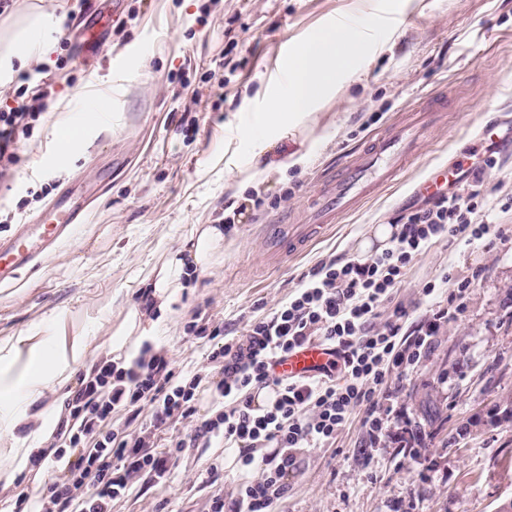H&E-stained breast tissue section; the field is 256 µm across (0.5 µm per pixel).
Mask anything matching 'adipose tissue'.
<instances>
[{"instance_id": "adipose-tissue-1", "label": "adipose tissue", "mask_w": 512, "mask_h": 512, "mask_svg": "<svg viewBox=\"0 0 512 512\" xmlns=\"http://www.w3.org/2000/svg\"><path fill=\"white\" fill-rule=\"evenodd\" d=\"M51 40L50 30L38 27L20 40L13 52L1 55L0 84L11 82L15 62L25 61L34 52L46 53ZM368 51L357 28L339 25L316 29L289 55L286 81L264 113L261 126H248L241 131L242 139L251 145L248 166L244 168L248 182L266 181L272 171L266 153L280 141L297 146L287 157L288 166L306 165L314 145L312 134L319 124V104L335 92L339 77L352 73L356 61ZM223 244V225H193L181 244L148 271L143 283L160 312L170 311L179 301L188 269H206ZM89 353V339L85 336L74 337L63 347H50L43 342L30 345L22 336L0 342V367L13 365L20 355L28 357L26 369L17 378L0 380V409L6 413L0 420V431L6 436L0 442V485L12 486L30 468L40 446L52 439L58 418L53 407L41 406L40 401L50 388L60 392L62 398H69L73 376L87 366ZM29 421L34 424L33 430L24 436L16 435V428Z\"/></svg>"}]
</instances>
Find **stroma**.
Returning <instances> with one entry per match:
<instances>
[{"label": "stroma", "mask_w": 512, "mask_h": 512, "mask_svg": "<svg viewBox=\"0 0 512 512\" xmlns=\"http://www.w3.org/2000/svg\"><path fill=\"white\" fill-rule=\"evenodd\" d=\"M98 14L106 27L97 59L84 60L69 34ZM61 19L48 61L32 58L0 86V108L34 90L47 70L53 96L17 161L0 178V238L37 217L62 189L91 199L83 223L38 270L0 285V341L93 339V355L142 308L141 278L195 224H220L238 191L224 146L249 148L241 126L268 108L281 61L314 28L365 21L372 53L320 108L328 139L305 167L276 170L225 236L215 264L196 272L172 313L146 333L176 376L212 374L211 341L190 333L204 321L230 337L273 312L321 260L362 257L370 226L408 214L418 185L440 166L471 167L495 149L481 193L508 238L440 242L418 257L395 299L417 325L432 301L428 281L449 275L444 294L469 290L442 326L432 353L394 385L386 429L370 437L350 422L334 445L311 450L272 512H499L512 503V0H12L0 13V51L35 18ZM448 108L418 134V153L397 181L330 225L301 255L269 257L265 227L304 224L323 175L387 131L427 95ZM82 126L75 153L54 132ZM237 472L223 448L178 453L171 478L143 477L112 512H210L230 498Z\"/></svg>", "instance_id": "1"}]
</instances>
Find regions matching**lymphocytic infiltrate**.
Segmentation results:
<instances>
[{
  "label": "lymphocytic infiltrate",
  "mask_w": 512,
  "mask_h": 512,
  "mask_svg": "<svg viewBox=\"0 0 512 512\" xmlns=\"http://www.w3.org/2000/svg\"><path fill=\"white\" fill-rule=\"evenodd\" d=\"M48 91L17 97L14 107L0 110V175L15 163L19 135L32 129L47 108ZM486 156L466 174V186L429 197L399 224L389 248L363 259H329L318 263L288 301L248 324L236 338L215 344L207 356L218 373L175 376L164 350L145 348L131 367L111 357L100 358L83 374L68 399L60 436L61 448L43 449L32 460L40 469L48 462L66 463L38 512H111L113 499L137 479L167 478L173 453L157 447V438L175 417H192L200 389H208L211 414L190 434L176 440L179 448H208L218 443L237 450L240 478L237 493L216 499L211 512H271L288 494V477L311 449L333 444L352 418L369 434L382 433V399L388 396L393 370L418 364L433 349L448 308L430 309L413 332H405L408 312L383 307L404 280L414 260L437 242L472 240L486 235L505 238L502 226L478 219V199L487 171ZM313 342L329 346L335 358L323 373L282 378L274 368L288 353ZM266 404H256L260 392ZM139 416L149 409L140 432L122 434L110 422L116 408ZM260 475H253L254 462Z\"/></svg>",
  "instance_id": "lymphocytic-infiltrate-1"
}]
</instances>
